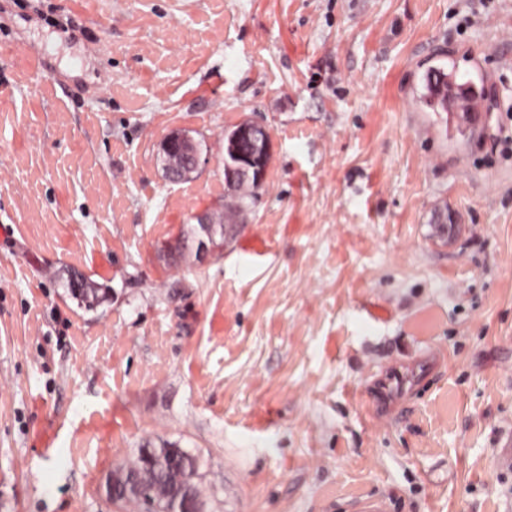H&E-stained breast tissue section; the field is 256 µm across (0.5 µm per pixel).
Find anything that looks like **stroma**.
<instances>
[{"mask_svg": "<svg viewBox=\"0 0 512 512\" xmlns=\"http://www.w3.org/2000/svg\"><path fill=\"white\" fill-rule=\"evenodd\" d=\"M439 64L481 136L419 106ZM2 224L0 512H133L106 481L141 448L198 456L206 512H512V0H0ZM424 362L379 425L374 382ZM236 126L234 129H236ZM230 130L224 133V176L226 177L227 166H232L236 159V166L229 167L230 177L227 182L229 190L234 191V180L236 177L241 179L254 178L258 183H262L265 178L266 168L260 165L258 157L252 153H241L237 157V153L250 151L256 145L260 144V141L250 138L249 140L242 139L240 141H234L231 138V133L234 130ZM258 132L262 136V143L269 142V136L265 128L261 125L244 122L239 125L234 138L240 139L241 137H247L252 132ZM161 150L171 156L183 157V167L180 170L166 172L167 178L172 181L187 178L199 166L201 153L196 149L195 141L186 134H169L164 138ZM70 293L81 300L89 308L100 304L104 295L100 293V288L89 279L83 277H73L69 281Z\"/></svg>", "mask_w": 512, "mask_h": 512, "instance_id": "obj_1", "label": "stroma"}]
</instances>
